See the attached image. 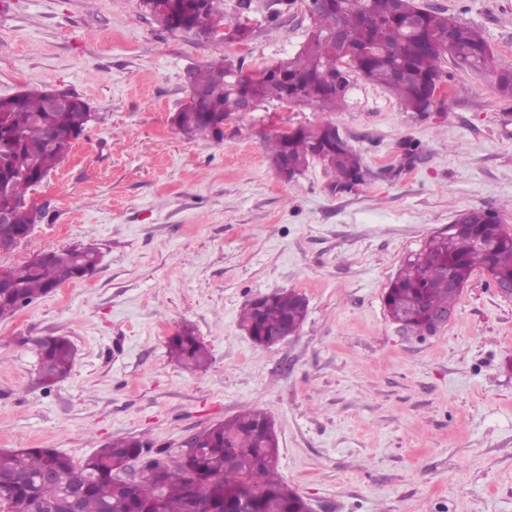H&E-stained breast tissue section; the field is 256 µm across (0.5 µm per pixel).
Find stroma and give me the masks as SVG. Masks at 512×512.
Here are the masks:
<instances>
[{
    "mask_svg": "<svg viewBox=\"0 0 512 512\" xmlns=\"http://www.w3.org/2000/svg\"><path fill=\"white\" fill-rule=\"evenodd\" d=\"M479 27L512 68V0H416ZM302 0L242 44L169 34L139 0H0V97L58 86L93 118L37 195L46 218L0 270L48 248L94 244L97 270L0 320V450L52 448L80 462L118 438L182 459L193 434L260 410L276 469L312 512H512V299L475 271L453 317L420 337L393 323L387 289L406 257L463 211L512 226V97L497 77L444 63L443 92L408 112L355 78L338 112L277 104L216 143L171 119L188 75L220 57L256 70L292 55ZM332 123L364 184L333 192L313 162L274 170L267 133ZM418 155L401 164L404 144ZM308 301L272 347L239 325L277 290ZM193 327L211 364L183 370L170 336ZM66 336L64 380H37V342Z\"/></svg>",
    "mask_w": 512,
    "mask_h": 512,
    "instance_id": "1",
    "label": "stroma"
}]
</instances>
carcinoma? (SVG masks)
I'll return each instance as SVG.
<instances>
[{
  "label": "carcinoma",
  "instance_id": "obj_1",
  "mask_svg": "<svg viewBox=\"0 0 512 512\" xmlns=\"http://www.w3.org/2000/svg\"><path fill=\"white\" fill-rule=\"evenodd\" d=\"M143 10L174 33L193 34L203 25L213 39L245 43L252 32L234 21L225 28L218 15L226 0H205L200 15L194 0H140ZM332 12H310L307 39L293 57L243 73V62L224 57L206 70L188 76L198 94L195 108H181L172 122L192 137L224 141V122L240 115L248 95L257 108L276 100L307 106L319 112L342 108L352 76L362 77L391 92L407 110L426 112L420 80H441L443 64L469 71L498 72V89L512 96V71L499 69L497 56L481 32L456 17L422 8L415 0H335ZM293 0H236V10L248 16L266 13L270 25L288 13ZM335 27L346 34L351 59L349 73H341L340 58L327 34ZM454 39L448 41V30ZM411 71L413 80L400 76ZM243 79L236 82L232 73ZM90 112L78 99L66 112H48L40 94L20 99L0 98V182L9 185L12 224L0 227V252L17 248L16 231L41 223L45 210L25 204L29 190L62 163L72 143L84 133ZM274 167L288 179L302 173L311 161L322 162L334 174L340 191L362 184L367 171L357 150L331 125L284 129L264 137ZM489 210L459 214L448 232L431 237L408 256L385 295L391 320L418 336L438 330L433 310L452 311L460 292L448 289V278L468 282L480 268L497 277L512 276V236L494 222ZM95 254L77 247L59 253L56 262L28 260L3 271L0 320L50 294L60 285L59 265L76 273L94 265ZM303 295L290 290L258 296L240 314V324L258 345H268L285 329L300 328L307 318ZM168 354L189 371L209 365L210 353L192 328L182 327L168 340ZM76 349L66 336L38 341L39 381L50 388L70 373ZM194 450L176 466L150 456V446L135 438L113 440L95 455L75 462L50 448L0 450V512H68L69 478L80 469L85 475L79 512H239L242 498L250 512H307V503L276 472L278 440L266 413L249 410L216 424L194 437ZM142 461L137 478L129 482L117 468ZM53 478L46 477V471Z\"/></svg>",
  "mask_w": 512,
  "mask_h": 512
}]
</instances>
